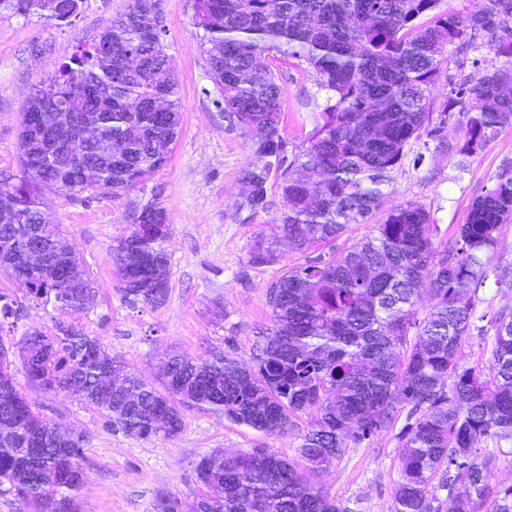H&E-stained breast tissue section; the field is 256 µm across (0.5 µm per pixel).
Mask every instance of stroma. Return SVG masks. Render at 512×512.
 I'll list each match as a JSON object with an SVG mask.
<instances>
[{
  "mask_svg": "<svg viewBox=\"0 0 512 512\" xmlns=\"http://www.w3.org/2000/svg\"><path fill=\"white\" fill-rule=\"evenodd\" d=\"M129 0H79L69 22L39 16H0V177L20 170L19 133L29 94L57 63L69 60L82 44L110 26ZM164 43L178 79L181 126L167 164L147 174L133 189L112 196L68 195L47 189L54 233L68 238L95 292L93 305L75 311L26 298V288L0 271V294L24 302L18 332L54 334L71 324L98 337L106 350L155 382L156 364L170 352L205 357L218 351L249 360L259 336L271 325L267 298L271 285L289 268L329 259L369 235L385 212L406 201L422 205L433 222L432 240L444 248L465 223L472 203L493 188L499 176L512 175V125L499 129L489 145L472 154L458 152L467 121L462 105L440 132H422L400 167L391 174L382 210L370 222L349 225L329 244L306 252L283 251L272 263L258 262L256 238H275L283 208L276 180L267 185L266 209L244 206L242 172L260 159L247 139L230 131L219 93L200 49L204 31L195 23L197 0H161ZM486 50L444 52L448 78L438 80L430 97L435 107L448 100V81L470 80L475 60ZM283 101L280 135L287 157L303 149L314 113L323 111L329 93L302 59L279 62ZM154 204L167 216L170 278L165 301L151 307L125 297L112 264V247L127 236L134 216ZM476 329L462 345L466 366L486 368L491 321L512 309V287L488 278L478 289ZM16 385L32 408L53 425L68 427L83 439L85 481L77 492L80 512H157L165 498L178 500L179 512H193L196 464L215 451H272L298 461V449L311 427V413L295 417L285 432L269 435L234 424L222 413L197 407L182 410L183 428L171 439H144L111 428L92 406L65 392L42 389L13 366ZM406 412L372 440L349 445L328 470L314 475L343 512H390L401 478L402 429Z\"/></svg>",
  "mask_w": 512,
  "mask_h": 512,
  "instance_id": "35a3bbf8",
  "label": "stroma"
}]
</instances>
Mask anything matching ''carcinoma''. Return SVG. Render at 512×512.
I'll use <instances>...</instances> for the list:
<instances>
[{
	"mask_svg": "<svg viewBox=\"0 0 512 512\" xmlns=\"http://www.w3.org/2000/svg\"><path fill=\"white\" fill-rule=\"evenodd\" d=\"M482 2L478 12L464 15L440 10L441 0H198L196 25L205 32L202 51L224 121L264 159L243 172L246 206L266 208V185L275 176L288 248L304 252L334 240L381 207L391 173L433 122L429 91L448 45L478 40L493 59L472 84L448 77L452 96L440 124L449 106L468 105L464 151L486 147L498 128L512 124V0ZM152 10L150 0H132L109 28L33 87L21 123L20 175L0 178V209L15 217L13 224L0 223V267L22 256L35 225L51 214L42 181L55 180L73 195H112L166 163L180 125L178 80L163 35L145 33ZM1 13L69 19L55 0H0ZM423 16L429 20L421 24ZM101 40L110 46L106 54ZM130 51L139 60L132 69ZM273 52L305 59L335 98L308 146L290 161L279 134ZM74 115L93 130L90 138L72 130L77 181L40 133ZM511 220L512 177L500 178L473 204L451 250L433 245L429 213L406 201L341 255L293 267L272 284V328L251 363L173 354L158 368L161 391L71 325H57L51 336L25 333L17 354L32 382L44 389L65 383L109 425L145 439L175 437L183 427L180 404L222 412L267 434L285 431L298 412H312L299 448L303 470L272 452L203 457L196 466L204 485L201 512H341L308 473L330 467L349 443L375 436L399 404L411 406L415 421L406 426L392 512H437L436 491L455 483L464 494L449 512H512V485L490 489L492 456L479 458L484 444L512 440V311L493 321L486 369L465 366L461 354L490 253ZM168 235L165 212L142 207L131 233L112 247L124 295L150 306L164 301ZM277 252L278 243L256 240L258 260L271 263ZM44 258L62 274L31 272L29 299L73 310L93 304L67 238L52 239ZM424 293L431 305L419 320ZM22 308L0 294V329ZM10 366L0 359V488L33 501L35 512H79L82 437L47 428L14 384Z\"/></svg>",
	"mask_w": 512,
	"mask_h": 512,
	"instance_id": "1",
	"label": "carcinoma"
}]
</instances>
